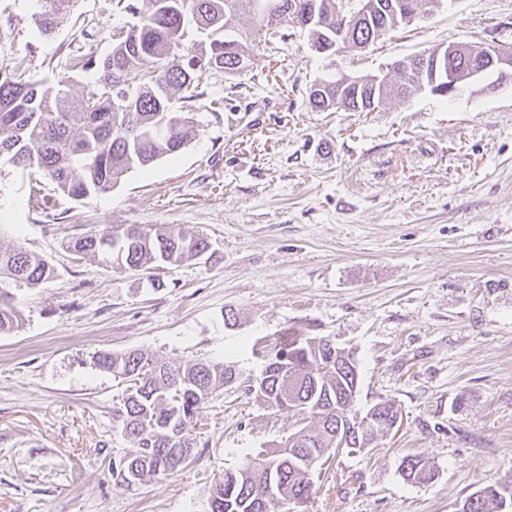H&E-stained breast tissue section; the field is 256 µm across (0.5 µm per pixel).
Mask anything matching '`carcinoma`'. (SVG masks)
<instances>
[{
    "label": "carcinoma",
    "instance_id": "cac0c4a2",
    "mask_svg": "<svg viewBox=\"0 0 512 512\" xmlns=\"http://www.w3.org/2000/svg\"><path fill=\"white\" fill-rule=\"evenodd\" d=\"M260 1L267 5L266 24L303 32L313 51L338 31L343 48L362 50L403 25L402 15L388 12L397 0H319L315 17L306 14L310 0H114V9L130 16L131 25L115 35L104 57L82 62L83 69H97L98 78L80 98L72 95L74 80L66 68L48 82L31 73L23 57L0 66V167L36 173L82 200L178 153L195 134V123L176 103L204 97L201 80L210 71L233 76L246 70L253 36L243 20L259 12ZM73 3L48 0L35 19L40 34L53 35ZM191 26L205 39L188 40ZM420 64L415 55L406 67H394V75H382L378 91L384 101L414 93L412 73ZM337 93L331 78L320 77L309 86L307 103L317 112H336ZM69 248L77 257L147 274L203 258L210 243L174 225L130 224L77 237ZM54 274L48 260L21 246L0 249V334L23 324L11 288L37 286ZM331 345L328 337L294 336L249 386L266 408L288 414L300 428L281 445L225 470L211 488L209 512H272L315 494L306 474L327 449L337 453L336 420L355 413L359 378L350 354L338 360L329 355ZM93 362L125 385L114 415L131 448L112 462V475L124 482L132 472L139 482L174 474L196 446L192 429L212 394L235 378L230 366L169 364L137 349L102 351ZM399 473L419 484L434 476L419 454L404 456ZM500 491L496 484L483 487L477 498L462 499V512H501Z\"/></svg>",
    "mask_w": 512,
    "mask_h": 512
}]
</instances>
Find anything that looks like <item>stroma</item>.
Listing matches in <instances>:
<instances>
[{"mask_svg":"<svg viewBox=\"0 0 512 512\" xmlns=\"http://www.w3.org/2000/svg\"><path fill=\"white\" fill-rule=\"evenodd\" d=\"M45 0H0V64L50 80L103 56L127 19L77 0L53 37ZM250 67L204 75L183 151L75 200L49 180L0 170V247L44 256L54 277L18 287L22 328L0 335V512H208L245 454L284 442L286 415L247 385L291 337H329L359 369L356 410L395 404L402 427L313 474L309 512H456L487 484L512 487V82L488 74L446 101L423 91L376 112H315L307 89L365 77L438 45L512 48V0L452 4L325 58L300 31L269 47L261 16ZM169 224L205 237L210 259L125 271L68 249L109 226ZM162 288H153L151 279ZM235 310V326L224 324ZM139 349L172 364L234 366L173 475L126 484L115 418L123 387L93 353ZM423 455L430 483L404 482ZM398 469L402 478L411 483H427L434 476L433 469L420 454L404 456Z\"/></svg>","mask_w":512,"mask_h":512,"instance_id":"35a3bbf8","label":"stroma"}]
</instances>
